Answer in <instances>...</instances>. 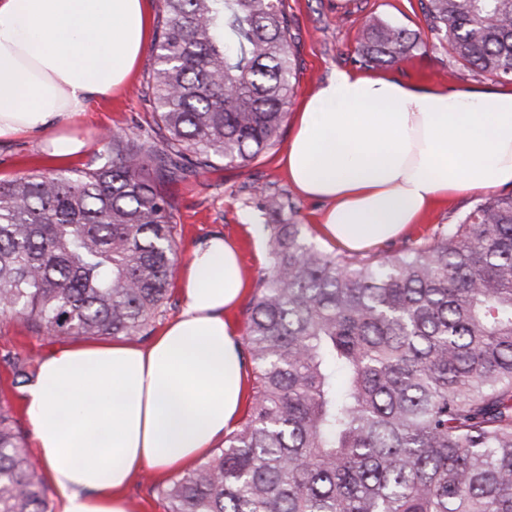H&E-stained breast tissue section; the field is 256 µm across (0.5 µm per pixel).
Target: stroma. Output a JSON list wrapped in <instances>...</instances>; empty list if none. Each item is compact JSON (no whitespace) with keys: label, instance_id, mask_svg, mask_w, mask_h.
<instances>
[{"label":"stroma","instance_id":"obj_1","mask_svg":"<svg viewBox=\"0 0 512 512\" xmlns=\"http://www.w3.org/2000/svg\"><path fill=\"white\" fill-rule=\"evenodd\" d=\"M292 20L294 39V103H301L338 68L356 69L358 48L364 36L368 16L403 26L418 33L424 49L407 53L393 66L390 75L404 80L444 88L462 89L497 85V78L477 75L449 55L446 44L430 32L423 0H286ZM152 52H144L130 82L110 98L92 102L81 116L76 129L87 145L82 154L70 161V168L95 164L105 150L101 135L153 124L148 101L147 81L153 68ZM291 123H284L274 147L244 166L218 165L185 179L164 184L163 190L175 206V221L182 235L178 240L177 261L173 269L172 296L166 312L156 324L164 326L179 311L178 292L182 268L193 247L206 237L220 233L234 241L240 251L248 279H255L268 264L257 258L249 225L265 223L267 217L258 207L256 189L263 188L287 196L295 205L297 223L303 224L309 241L324 250L332 245L321 233L318 218L322 202L302 198L291 185L282 166V158L291 136ZM42 154L38 138L23 136L0 144V180H11L34 169L51 168ZM482 193H466L433 208L421 221L412 225L407 238L429 236L440 224L454 223L482 200ZM66 336H43L32 333L16 318L0 317V406L8 408L16 419H24L23 386L17 385L11 367L4 362L5 353L35 354L44 357L52 350L70 345Z\"/></svg>","mask_w":512,"mask_h":512}]
</instances>
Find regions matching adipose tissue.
<instances>
[{"mask_svg":"<svg viewBox=\"0 0 512 512\" xmlns=\"http://www.w3.org/2000/svg\"><path fill=\"white\" fill-rule=\"evenodd\" d=\"M151 39L147 0H0V142L71 128L122 87ZM283 163L332 243L391 240L437 202L512 186V88H433L337 69L293 115ZM246 288L236 244L210 236L182 271L181 310L149 346L120 338L51 351L23 392L52 512H130L144 468L196 467L236 426L244 374L230 311Z\"/></svg>","mask_w":512,"mask_h":512,"instance_id":"ef3b65f1","label":"adipose tissue"}]
</instances>
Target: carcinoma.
Here are the masks:
<instances>
[{"instance_id":"cac0c4a2","label":"carcinoma","mask_w":512,"mask_h":512,"mask_svg":"<svg viewBox=\"0 0 512 512\" xmlns=\"http://www.w3.org/2000/svg\"><path fill=\"white\" fill-rule=\"evenodd\" d=\"M148 135L98 163L0 181V314L50 336L142 341L170 300L178 224L162 183L277 142L294 95L285 0H158ZM430 31L512 81V0H427ZM425 46L371 18L358 63ZM268 265L242 312L248 410L224 448L155 487L168 512H512V193L402 252L305 241L259 190ZM0 512H47L0 406Z\"/></svg>"}]
</instances>
